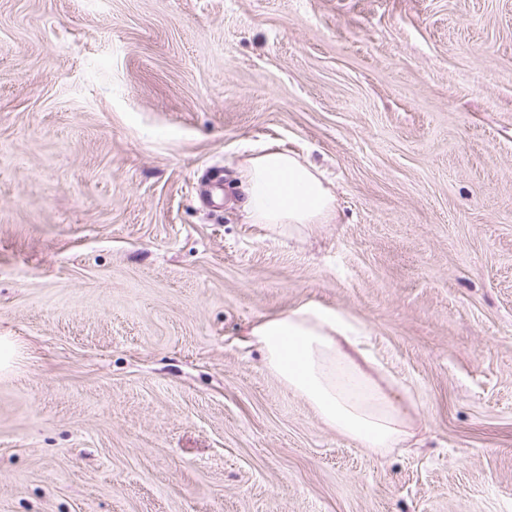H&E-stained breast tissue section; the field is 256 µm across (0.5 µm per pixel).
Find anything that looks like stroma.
I'll return each mask as SVG.
<instances>
[{"mask_svg": "<svg viewBox=\"0 0 512 512\" xmlns=\"http://www.w3.org/2000/svg\"><path fill=\"white\" fill-rule=\"evenodd\" d=\"M336 219L243 220L241 161ZM365 324L380 456L248 333ZM0 512H512V0H0ZM245 223L300 233L310 224H329L336 217V198L318 166L280 149L244 158Z\"/></svg>", "mask_w": 512, "mask_h": 512, "instance_id": "35a3bbf8", "label": "stroma"}]
</instances>
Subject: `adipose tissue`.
Segmentation results:
<instances>
[{"instance_id": "adipose-tissue-1", "label": "adipose tissue", "mask_w": 512, "mask_h": 512, "mask_svg": "<svg viewBox=\"0 0 512 512\" xmlns=\"http://www.w3.org/2000/svg\"><path fill=\"white\" fill-rule=\"evenodd\" d=\"M240 172L245 223L294 234L336 216V198L319 167L293 153L269 149L246 157ZM359 334L345 313L315 304L263 318L250 330L266 369L324 425L384 454L412 439L415 427Z\"/></svg>"}]
</instances>
